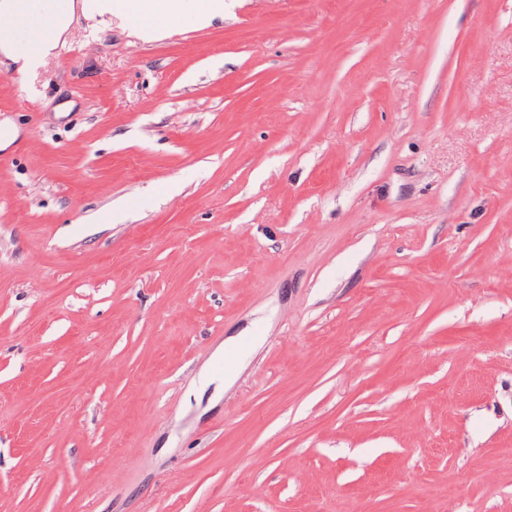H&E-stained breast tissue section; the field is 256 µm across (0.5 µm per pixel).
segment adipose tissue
I'll return each mask as SVG.
<instances>
[{
	"label": "adipose tissue",
	"instance_id": "ef3b65f1",
	"mask_svg": "<svg viewBox=\"0 0 512 512\" xmlns=\"http://www.w3.org/2000/svg\"><path fill=\"white\" fill-rule=\"evenodd\" d=\"M39 9L53 13L54 22L51 35L36 42L30 27ZM77 14L89 21L120 18L138 38L161 40L170 23L186 15L198 27L212 25L224 16V0H0V18L9 23L0 34V65L20 75L33 71L67 38Z\"/></svg>",
	"mask_w": 512,
	"mask_h": 512
}]
</instances>
